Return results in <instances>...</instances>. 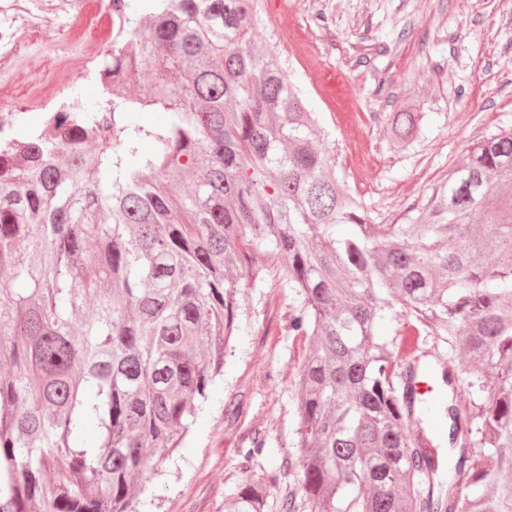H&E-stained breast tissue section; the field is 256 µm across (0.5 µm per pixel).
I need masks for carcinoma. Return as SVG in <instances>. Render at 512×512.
Returning <instances> with one entry per match:
<instances>
[{
    "label": "carcinoma",
    "mask_w": 512,
    "mask_h": 512,
    "mask_svg": "<svg viewBox=\"0 0 512 512\" xmlns=\"http://www.w3.org/2000/svg\"><path fill=\"white\" fill-rule=\"evenodd\" d=\"M156 2L104 56L93 111L0 157V512H137L245 293L266 287L260 251L296 296L289 332L313 339L284 512H512V127L472 144L414 221L377 224L254 40L258 0ZM142 111L160 121L129 119ZM426 118L380 116L393 151ZM435 349L436 429L412 385ZM264 452L252 437L243 463ZM277 482L246 483L225 512H264Z\"/></svg>",
    "instance_id": "carcinoma-1"
}]
</instances>
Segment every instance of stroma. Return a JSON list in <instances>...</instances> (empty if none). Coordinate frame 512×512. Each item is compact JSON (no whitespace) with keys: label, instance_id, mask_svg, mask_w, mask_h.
<instances>
[{"label":"stroma","instance_id":"35a3bbf8","mask_svg":"<svg viewBox=\"0 0 512 512\" xmlns=\"http://www.w3.org/2000/svg\"><path fill=\"white\" fill-rule=\"evenodd\" d=\"M300 35L278 39L277 12L259 4L256 40L274 44L326 132L325 148L338 172L377 222L401 223L451 166L485 133L512 122V0H293ZM68 38L49 17L11 70H0V102L32 99L59 108L69 97L66 71L50 66ZM317 50L340 97L355 109V130L341 121L305 63ZM419 98L426 134L407 151L389 146L379 114ZM265 268L267 287L250 291L240 331L230 341L224 374L192 425L182 448L162 461L139 497V512H224V501L245 481L278 473L265 512H282V496L296 471L294 379L311 345L288 332L295 303L283 273ZM236 399L235 420L224 402ZM266 452L243 468L241 450L252 436Z\"/></svg>","mask_w":512,"mask_h":512}]
</instances>
